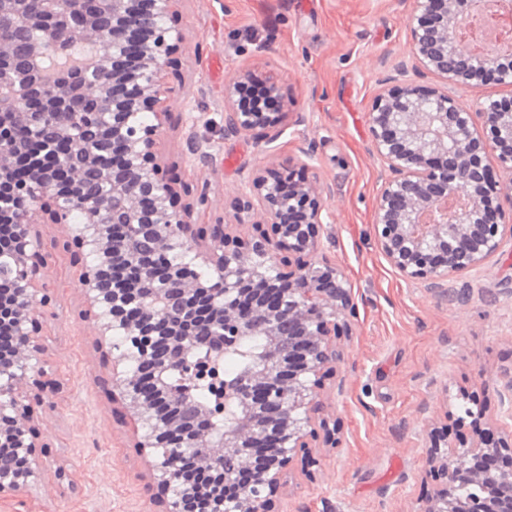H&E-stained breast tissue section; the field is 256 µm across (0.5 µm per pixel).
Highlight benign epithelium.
<instances>
[{"label": "benign epithelium", "instance_id": "7a95c632", "mask_svg": "<svg viewBox=\"0 0 512 512\" xmlns=\"http://www.w3.org/2000/svg\"><path fill=\"white\" fill-rule=\"evenodd\" d=\"M25 0H0V20L33 34L29 64L18 67L8 45L0 43V238L21 240L14 251L15 274L0 277V324L22 337V348L0 358V438L12 440L24 455L26 470L18 477L0 470V496L14 495L38 473L30 427L34 408L21 403L29 377L17 373L28 359L34 324L45 304L35 285L44 264L37 224H59L75 248L89 249L95 263L78 275L91 308L111 309L109 318L91 315L100 336L123 335L138 360V370L121 367L113 357L112 400L126 404L134 417L154 425L138 437L139 448H155L158 459L149 470L160 489L174 497L164 512H184L197 499L212 512H273L272 496L280 487L290 453L304 445L311 426L312 403L322 375L339 360L332 336L351 330L354 315L343 276L324 255L317 227L323 223V194L330 188L312 166L294 191L286 193L278 169L254 173L245 189L257 199L254 224H271L274 237L228 234L218 224L209 239L197 238L190 207L176 205V191L166 180L155 154L159 127L142 115L156 111L164 94L162 74L177 43L169 42L167 20L176 0H151L142 11L136 0H92L95 10L73 7L75 0H47L32 14ZM480 0H416L408 18L412 45L408 58L394 66L396 76L381 81L368 113L373 155L387 171L374 209V232L387 262L408 281L421 282L441 302H461L463 294L448 288L451 275L480 269L504 249H512V225L504 224L501 198L512 193V99L485 98L473 113L454 86H512V38L500 37L508 50L490 52L477 44L469 15L482 11ZM65 44L93 46L106 56L90 66L63 63L67 80L47 87L37 60ZM432 76L438 84L424 88L417 79ZM136 85L130 102L113 93L117 84ZM261 82L265 94L279 102L275 112L246 104L245 90ZM80 94L84 111L69 110ZM483 119L478 134L474 116ZM12 120L47 137L49 154L28 156L1 131ZM302 122L295 105L282 97L278 83L255 68H241L224 87V129L251 136L266 145L288 127ZM123 147L125 167L103 164L109 139ZM495 154L493 171L486 163ZM109 180L107 195L61 192L63 178ZM152 200L143 214L140 200ZM298 209L295 224L278 223L285 209ZM84 217L81 230L74 214ZM124 224L135 235L155 241L147 256L130 240L117 242L108 228ZM187 246L198 264L224 283L216 294L211 280L189 272L170 259ZM111 262L135 270L119 291L101 288V267ZM260 343L254 363L240 374L239 385L224 387V431L198 430L182 416L184 403L196 402L190 390L170 387L169 375L180 371L197 379L200 367L218 362L230 351L247 354ZM463 451L434 448L430 461L444 482L420 512H454L460 471L489 492L486 512H501L512 502V469L491 473L478 465L487 454L512 455V446L495 439L491 429ZM196 455L221 484L238 485L235 496L183 481L181 460Z\"/></svg>", "mask_w": 512, "mask_h": 512}]
</instances>
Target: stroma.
Instances as JSON below:
<instances>
[{
  "label": "stroma",
  "instance_id": "1",
  "mask_svg": "<svg viewBox=\"0 0 512 512\" xmlns=\"http://www.w3.org/2000/svg\"><path fill=\"white\" fill-rule=\"evenodd\" d=\"M415 0H177L169 22L179 47L164 74L157 161L195 224H248L256 201L243 187L256 169L298 173L310 161L333 192L319 227L355 307L352 333L323 378L317 417L335 414V445L310 437L295 449L274 512H416L439 483L428 448L482 427L512 438L501 372L512 369V252L482 272L455 274L463 309L437 305L382 256L373 231L381 167L368 109L386 71L381 58L408 55ZM258 65L305 122L260 145L224 129V85ZM212 156L203 164L187 144ZM46 267L36 276L41 309L30 377L56 385L36 406L39 477L0 497V512H163V494L137 447L138 421L113 400L112 343L98 336L76 274L87 254L62 228L38 225Z\"/></svg>",
  "mask_w": 512,
  "mask_h": 512
}]
</instances>
